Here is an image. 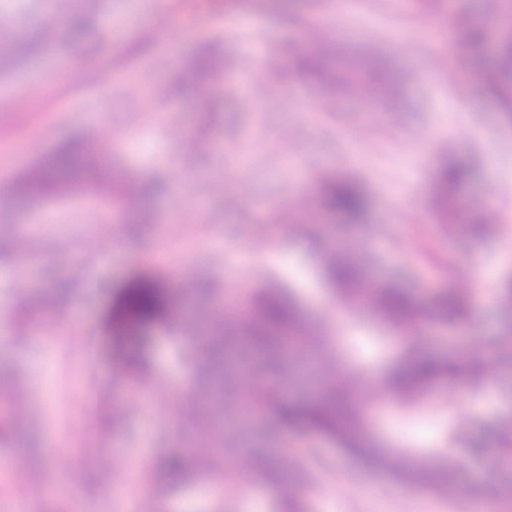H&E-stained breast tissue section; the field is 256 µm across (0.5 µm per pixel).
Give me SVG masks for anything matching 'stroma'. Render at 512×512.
Returning <instances> with one entry per match:
<instances>
[{"label": "stroma", "instance_id": "obj_1", "mask_svg": "<svg viewBox=\"0 0 512 512\" xmlns=\"http://www.w3.org/2000/svg\"><path fill=\"white\" fill-rule=\"evenodd\" d=\"M343 2L337 9L331 0H280L270 11L176 15L166 0H110L95 33L75 41L62 31L58 54L0 74L1 181L75 134L102 128L121 166L169 184L152 201L153 224L121 235L108 252L93 244L92 199L30 208L0 201V243L20 233L43 241L36 256L0 259V329L24 309L21 280L40 289L54 312L30 335L0 339V367L17 374L15 393L0 398V422L24 419L17 438L0 442V458L23 460L33 477L19 496L0 470V512H139L144 491L154 512H276L279 495L261 470L243 483L192 473L167 492L153 487L162 459L197 432L185 406L189 352L174 340L156 342L150 361L159 395L146 399L116 371L105 327L109 289L135 269L162 272L172 287L182 271L225 297L275 283L323 325L343 326V355L362 371V393L374 401L381 365L408 341L345 311L322 272L323 251L333 242L351 248L369 286L398 274L425 299L451 282L480 294L469 323L428 327L413 343L424 355L470 354L479 368L448 376L428 403L389 408L377 428L390 446L389 470L362 467L322 437L281 431L269 448L285 484L296 488L305 512H477L491 500L498 512H512V469L499 466L512 452V437L499 427L512 419V348L497 342L512 325L499 294L501 277L512 272V122L481 79L498 58L497 0H437L432 11L419 0ZM460 14L488 36L459 74L463 97L429 66L434 58L453 62L464 40L454 24ZM147 19L160 37L149 51L132 53L133 25ZM314 21L327 25L316 44L306 35ZM209 42L223 48L226 62L247 63L249 76L264 79L263 106L231 100L210 114L182 97L162 112H127V81L169 82L180 62ZM282 49L286 71L265 73L258 53ZM326 51L362 61L360 82L384 85V93L365 99L308 81L303 57ZM167 122L206 142L193 182L167 165ZM448 144L471 173L455 194V223L444 225L433 177ZM328 168L362 181L368 207L361 221L348 224L313 208L312 230L278 223L283 197L315 196ZM413 183L421 191L411 198ZM230 193L240 207H225ZM489 207L501 216L498 231L473 234L467 218ZM255 248L274 260H246ZM486 270L493 278H483ZM106 395L128 407L120 425L101 405ZM449 440L460 459L450 468L455 497L412 490L393 475L407 455L432 453Z\"/></svg>", "mask_w": 512, "mask_h": 512}]
</instances>
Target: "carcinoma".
I'll use <instances>...</instances> for the list:
<instances>
[{
  "mask_svg": "<svg viewBox=\"0 0 512 512\" xmlns=\"http://www.w3.org/2000/svg\"><path fill=\"white\" fill-rule=\"evenodd\" d=\"M46 0H0V37L16 30L10 46V58L54 53L59 48L57 34L43 22ZM56 13L70 29L81 33L92 28L102 11L104 0H53ZM277 0H172L174 11L214 10L248 12L270 7ZM506 25L499 41V63L486 75L490 90L512 111V0H503ZM466 41L463 52L471 54L483 47L485 32L465 21ZM306 76L319 79L336 78V57L328 54L309 55L304 60ZM234 75L224 61V53L211 45L200 47L188 57L174 79L157 87L146 97L134 87L124 93L130 112H161L172 97L193 95L204 102L209 112L224 108L226 90ZM165 134L182 149L180 163L191 166L193 154L201 144L178 125L166 127ZM104 136L85 133L64 145L48 150L23 175L0 183V199L42 203L66 202L79 195H90L98 203V230L112 240V208L121 210L127 224H151L148 204L159 185L134 174L121 171L116 160L101 153ZM467 178L466 169L447 161L435 174L437 205L443 217L454 190ZM320 209L348 223L357 220L367 206L361 184L350 177L331 173L323 177L317 191ZM323 274L337 296L352 310L367 315L378 325L396 329L419 338L423 328L432 324L457 323L469 312L467 295L450 287L434 295L425 305L399 280L390 278L374 288L365 287L362 266L346 255L328 247L324 253ZM115 294L107 308L109 326L132 331L142 351H147L162 335L196 343V374L190 391L224 402V390L238 380L239 372L231 365L233 348L243 344L256 362L248 364L243 389L242 415L248 417V429L263 430L272 423L285 429L315 433L334 442L340 449L363 465L381 467L386 464L384 448L370 432L372 413L358 399V375L349 372L346 379L336 371L337 336L310 319L301 305L278 286L268 283L255 288L238 309L224 313V305L215 308L202 320L196 312L197 296L209 286L193 281L182 284L175 296L163 274L134 271L114 285ZM27 308L12 326V334L20 336L39 323L44 310L32 297ZM127 374L139 384L152 388V375L147 356L120 358ZM277 369L290 382L311 384L314 394L305 398L285 399L279 384L267 374ZM473 365L466 361H450L445 357H425L408 350L382 371L381 389L399 403L422 404L434 384L448 372L467 374ZM191 418L198 428L213 434L220 446L210 456L196 452L197 443H189V451L161 469L158 479L176 482L185 473L207 469L220 476L224 471V434L215 433V418L207 407L193 408Z\"/></svg>",
  "mask_w": 512,
  "mask_h": 512,
  "instance_id": "carcinoma-1",
  "label": "carcinoma"
}]
</instances>
